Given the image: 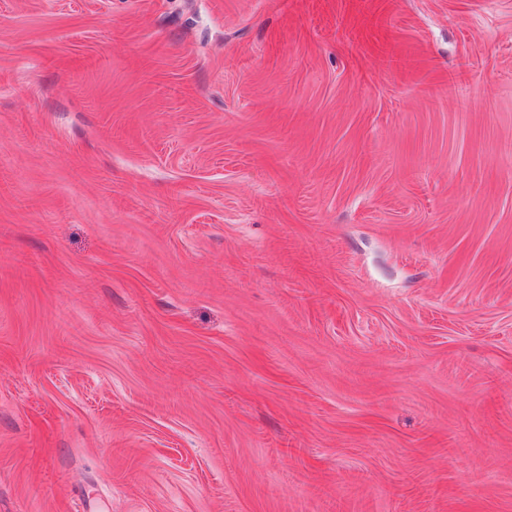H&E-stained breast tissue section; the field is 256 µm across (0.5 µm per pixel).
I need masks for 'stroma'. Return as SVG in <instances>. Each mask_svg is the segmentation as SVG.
Here are the masks:
<instances>
[{
	"label": "stroma",
	"mask_w": 512,
	"mask_h": 512,
	"mask_svg": "<svg viewBox=\"0 0 512 512\" xmlns=\"http://www.w3.org/2000/svg\"><path fill=\"white\" fill-rule=\"evenodd\" d=\"M0 512H512V0H0Z\"/></svg>",
	"instance_id": "35a3bbf8"
}]
</instances>
